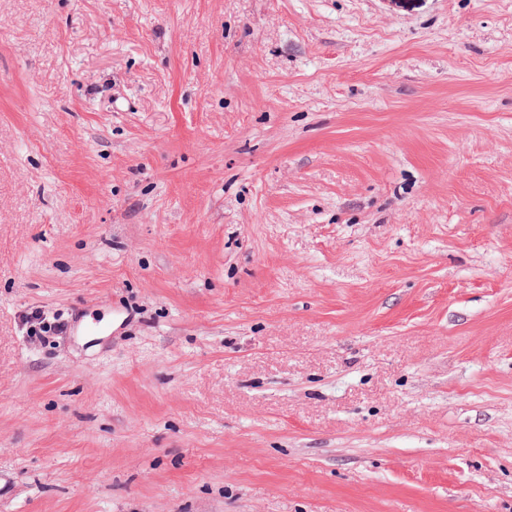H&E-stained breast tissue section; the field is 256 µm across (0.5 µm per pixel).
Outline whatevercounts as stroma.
<instances>
[{
    "label": "stroma",
    "mask_w": 512,
    "mask_h": 512,
    "mask_svg": "<svg viewBox=\"0 0 512 512\" xmlns=\"http://www.w3.org/2000/svg\"><path fill=\"white\" fill-rule=\"evenodd\" d=\"M0 512H512V0H0Z\"/></svg>",
    "instance_id": "35a3bbf8"
}]
</instances>
